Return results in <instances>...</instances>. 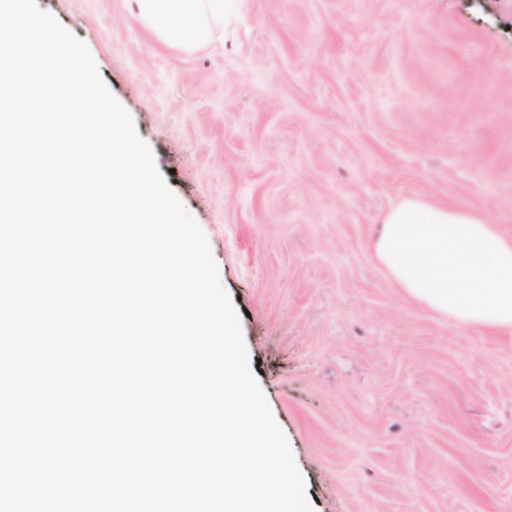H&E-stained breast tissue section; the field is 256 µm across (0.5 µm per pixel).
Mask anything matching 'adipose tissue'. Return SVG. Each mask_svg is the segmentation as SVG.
I'll return each instance as SVG.
<instances>
[{
    "instance_id": "1",
    "label": "adipose tissue",
    "mask_w": 512,
    "mask_h": 512,
    "mask_svg": "<svg viewBox=\"0 0 512 512\" xmlns=\"http://www.w3.org/2000/svg\"><path fill=\"white\" fill-rule=\"evenodd\" d=\"M243 0H133L166 45L193 50L239 19ZM374 256L400 288L457 325L512 328V238L426 199L390 209Z\"/></svg>"
}]
</instances>
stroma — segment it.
Segmentation results:
<instances>
[{
  "label": "stroma",
  "instance_id": "stroma-1",
  "mask_svg": "<svg viewBox=\"0 0 512 512\" xmlns=\"http://www.w3.org/2000/svg\"><path fill=\"white\" fill-rule=\"evenodd\" d=\"M206 234L313 512H512V329L378 264L408 198L512 237V0H245L165 45L129 0H37Z\"/></svg>",
  "mask_w": 512,
  "mask_h": 512
}]
</instances>
